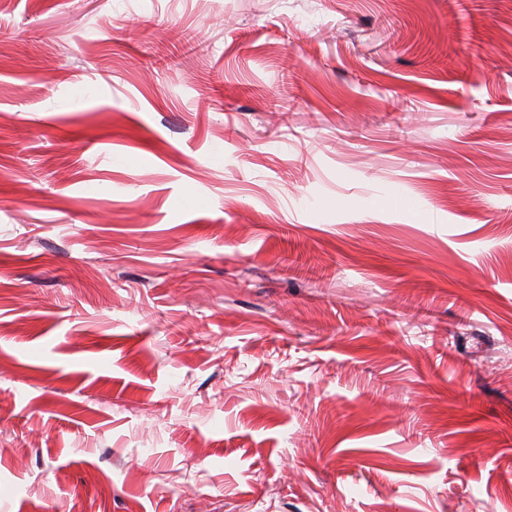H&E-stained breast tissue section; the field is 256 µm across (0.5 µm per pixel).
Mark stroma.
I'll return each mask as SVG.
<instances>
[{"label": "stroma", "mask_w": 512, "mask_h": 512, "mask_svg": "<svg viewBox=\"0 0 512 512\" xmlns=\"http://www.w3.org/2000/svg\"><path fill=\"white\" fill-rule=\"evenodd\" d=\"M0 512H512V0H0Z\"/></svg>", "instance_id": "stroma-1"}]
</instances>
